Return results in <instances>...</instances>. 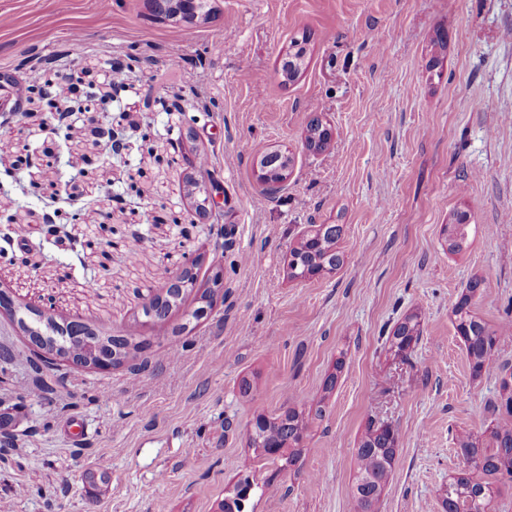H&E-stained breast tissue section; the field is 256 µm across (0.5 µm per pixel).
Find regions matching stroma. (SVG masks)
<instances>
[{
    "instance_id": "1",
    "label": "stroma",
    "mask_w": 512,
    "mask_h": 512,
    "mask_svg": "<svg viewBox=\"0 0 512 512\" xmlns=\"http://www.w3.org/2000/svg\"><path fill=\"white\" fill-rule=\"evenodd\" d=\"M210 2L216 19L189 27L152 19L144 0H112L108 13L97 0H0V74L18 82L78 71L103 84L112 60L140 59L111 112L73 116L68 151L44 128V102L0 127V216L17 254L0 258V290L18 312L114 335L133 324L150 342L107 372L38 370L15 315L0 313L10 354L0 419L12 436L0 502L10 512H219L247 475L267 489L253 512H356L355 454L375 418L397 440L380 512H443L459 440L486 442L512 372V0ZM305 32L308 66L283 83L280 60ZM173 102L195 120L187 149L209 157L224 188L203 224L170 146L179 123L163 106ZM314 114L334 133L317 155L303 146ZM110 115L151 125L150 143L109 157L88 130ZM28 145L45 165L14 169ZM272 145L295 157L275 199L253 169ZM73 182L87 197L80 223L65 227L72 242L42 243L56 186ZM463 210L476 231L452 253L444 227ZM311 224L342 225L344 263L290 278L288 252ZM191 261L196 289L167 319L144 317L166 286L161 269ZM218 269L224 307L196 319ZM473 279L475 315L508 331L478 375L452 313ZM408 316L419 338L399 354L386 338ZM289 409L305 429L284 469L254 451L252 423ZM103 458L102 498L86 474Z\"/></svg>"
}]
</instances>
